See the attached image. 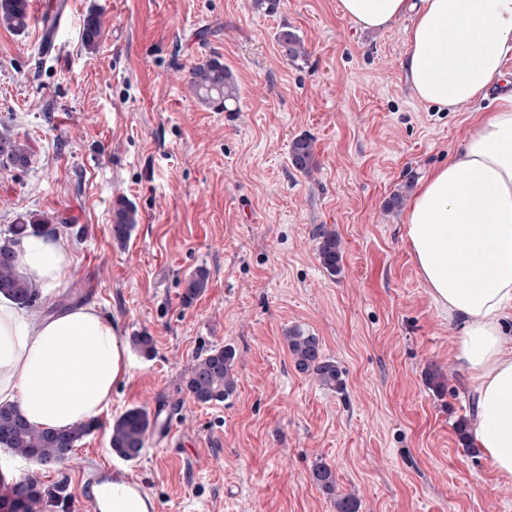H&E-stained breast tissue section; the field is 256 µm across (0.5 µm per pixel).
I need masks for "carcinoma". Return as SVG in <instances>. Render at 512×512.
<instances>
[{"instance_id": "carcinoma-1", "label": "carcinoma", "mask_w": 512, "mask_h": 512, "mask_svg": "<svg viewBox=\"0 0 512 512\" xmlns=\"http://www.w3.org/2000/svg\"><path fill=\"white\" fill-rule=\"evenodd\" d=\"M28 0H0V27L21 32L28 26ZM103 34L100 14H89L84 22L85 46L97 49ZM276 41L283 55L291 62L306 56L303 41L293 30L284 26L276 33ZM189 88L193 96L206 107L226 112L239 100V89L233 72L224 65L219 55H212L189 70ZM291 163L300 172H308L314 165V148L308 137L293 140L290 147ZM0 162L15 168H26L32 163V150L25 142L0 136ZM50 220L26 219L12 225L15 240L43 231L50 232ZM137 224V212L126 201L116 204L112 238L124 243ZM319 256L323 267L332 275L341 270V252L332 232H321ZM208 284V272L200 267L185 279L184 298L192 300ZM0 293H4L23 307H30L40 299V288L17 272L15 253L10 245L0 244ZM294 365L301 373L312 375L318 383L331 390H340L344 382L336 362L325 356L320 337L299 326L288 328L284 336ZM235 349L230 345L212 348L197 356L185 371L182 384L199 404L222 402L236 391L234 374ZM150 422L146 411L135 408L119 416L111 426L112 450L120 456L134 460L145 446ZM94 429L85 422L65 432H55L25 421L11 406L0 405V447L26 460L30 470L4 493H0V512H46V508L66 507L65 485L44 488L39 471L43 467L63 464L74 448ZM311 480L326 492L336 488V473L326 463H318L311 472Z\"/></svg>"}]
</instances>
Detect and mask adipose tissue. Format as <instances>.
Listing matches in <instances>:
<instances>
[{
    "label": "adipose tissue",
    "instance_id": "obj_1",
    "mask_svg": "<svg viewBox=\"0 0 512 512\" xmlns=\"http://www.w3.org/2000/svg\"><path fill=\"white\" fill-rule=\"evenodd\" d=\"M339 10L361 29L409 17L407 83L439 110L459 111L505 77L512 0H339ZM404 224L429 295L460 328L455 354L477 401L474 444L512 479V91L472 114L463 152L421 179ZM15 252L44 305L21 308L0 294V405L63 432L110 407L129 354L95 304L55 306L72 277L66 237L29 235Z\"/></svg>",
    "mask_w": 512,
    "mask_h": 512
}]
</instances>
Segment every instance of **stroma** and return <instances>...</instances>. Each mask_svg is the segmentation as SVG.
<instances>
[{"instance_id":"stroma-1","label":"stroma","mask_w":512,"mask_h":512,"mask_svg":"<svg viewBox=\"0 0 512 512\" xmlns=\"http://www.w3.org/2000/svg\"><path fill=\"white\" fill-rule=\"evenodd\" d=\"M64 13L53 35L0 28V131L29 144L31 166L0 167V241L19 217L48 216L73 258L67 301L97 304L124 344L152 336V356L130 353L112 404L44 486L83 480L113 459L112 422L131 408L167 409L177 441L145 445L133 476L157 512H512V479L456 430L476 400L455 358L457 330L437 311L404 240L403 214L385 200L463 150L468 109L414 99L401 61L408 20L363 31L337 0H29L30 15ZM100 13L96 52L83 22ZM291 27L305 61L281 54ZM220 54L239 109L201 105L190 67ZM312 139L315 168L289 159ZM139 221L113 243L117 200ZM343 255L329 274L319 233ZM209 272L187 302L184 280ZM316 333L345 387L323 388L296 370L283 341ZM236 351L237 390L201 405L182 386L193 359ZM441 370L447 387L424 380ZM336 492L311 480L315 462Z\"/></svg>"}]
</instances>
